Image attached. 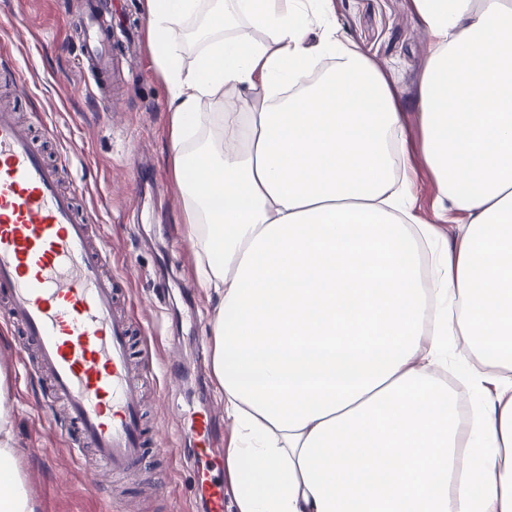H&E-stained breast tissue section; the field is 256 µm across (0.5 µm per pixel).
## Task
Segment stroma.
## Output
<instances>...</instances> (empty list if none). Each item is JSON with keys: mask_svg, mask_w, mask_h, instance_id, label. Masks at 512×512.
Segmentation results:
<instances>
[{"mask_svg": "<svg viewBox=\"0 0 512 512\" xmlns=\"http://www.w3.org/2000/svg\"><path fill=\"white\" fill-rule=\"evenodd\" d=\"M112 15V68L96 81L84 67V0H0V103L14 104L48 162L79 188L94 244L111 249L103 271L135 332L145 374L148 462L129 480L102 473L63 411L47 416L50 379L33 343L0 321V368L9 388L16 462L38 512H202L188 449L194 413L213 416V459L229 479L232 429L211 372L212 308L195 250L182 230L184 197L169 155L167 85L148 42L145 0H103ZM344 33L388 81L408 149L412 223L437 222V185L421 152L417 119L427 41L414 0H333Z\"/></svg>", "mask_w": 512, "mask_h": 512, "instance_id": "1", "label": "stroma"}]
</instances>
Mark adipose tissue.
<instances>
[{"label":"adipose tissue","instance_id":"obj_1","mask_svg":"<svg viewBox=\"0 0 512 512\" xmlns=\"http://www.w3.org/2000/svg\"><path fill=\"white\" fill-rule=\"evenodd\" d=\"M414 3L450 251L408 221L394 95L329 0H146L239 512H512V0ZM6 397L0 370V512H36Z\"/></svg>","mask_w":512,"mask_h":512}]
</instances>
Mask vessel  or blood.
Segmentation results:
<instances>
[{
	"label": "vessel or blood",
	"mask_w": 512,
	"mask_h": 512,
	"mask_svg": "<svg viewBox=\"0 0 512 512\" xmlns=\"http://www.w3.org/2000/svg\"><path fill=\"white\" fill-rule=\"evenodd\" d=\"M58 167L44 162L14 112L0 108V296L37 349L69 417L114 476L143 463L141 380L128 362L129 321L113 309L101 265ZM194 495L224 512L211 462V421L196 422Z\"/></svg>",
	"instance_id": "1"
}]
</instances>
